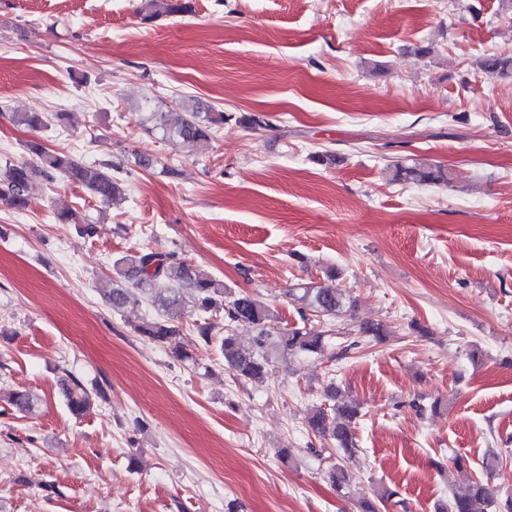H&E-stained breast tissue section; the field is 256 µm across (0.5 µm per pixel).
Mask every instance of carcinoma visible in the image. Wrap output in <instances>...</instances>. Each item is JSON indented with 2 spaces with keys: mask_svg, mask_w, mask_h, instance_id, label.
<instances>
[{
  "mask_svg": "<svg viewBox=\"0 0 512 512\" xmlns=\"http://www.w3.org/2000/svg\"><path fill=\"white\" fill-rule=\"evenodd\" d=\"M192 9L191 0H142L140 12L143 20L149 21L163 14L190 13ZM480 68L486 74L512 75V57L490 55L481 61ZM14 120L19 125L40 129L47 126L48 116L40 112H20L14 114ZM227 120L229 117L221 111H200L196 102L186 97L180 98L164 112L149 113L148 118L160 139L195 146L208 143L212 130ZM26 152L40 161L38 171L43 179L49 180L58 175L81 185L104 205H112L123 193L122 179L105 163H84L68 155L51 153L38 140L27 142ZM32 172L33 168L26 162L7 160L0 164V197L14 208L24 209L29 198L42 189V182L36 180ZM395 177L417 184L448 181L444 168L416 162L397 167ZM114 267L117 274L136 287L151 286V301L160 310L158 317L136 327L138 335L171 348L179 358L186 359L189 353L178 325V320L184 315L178 288L187 286L193 289L194 307L198 312L224 313V329L205 319L195 325L196 338L202 345L218 348L233 370V377L239 381L264 382L270 374L275 353L283 352L306 359L323 354L331 342L329 329L314 330L305 325L278 327L272 323L269 307L251 294L240 293L229 301L224 300V282L188 263L174 251L141 250L118 258ZM288 297L301 304L300 313L305 322L311 316L329 319L343 312L342 298L328 283L298 284L288 289ZM106 298L112 309L118 312L138 303V299L121 286L109 290ZM240 324H247L255 331L254 344L248 348L242 347L235 335ZM61 389L73 415L81 417L90 409L92 397L78 380L61 379ZM327 396L333 404L310 409L306 425L314 435L333 442L337 449L349 452L355 448V441L346 422L360 417L361 407L336 402V389L332 385ZM7 402L19 412H29L37 399L27 391H13L7 396ZM498 465L495 459L486 462L488 480L474 481L466 493L449 498L437 512H512V489L502 491L490 482ZM395 495V491L384 487L377 491L376 498H362L359 512H380L379 506Z\"/></svg>",
  "mask_w": 512,
  "mask_h": 512,
  "instance_id": "cac0c4a2",
  "label": "carcinoma"
}]
</instances>
